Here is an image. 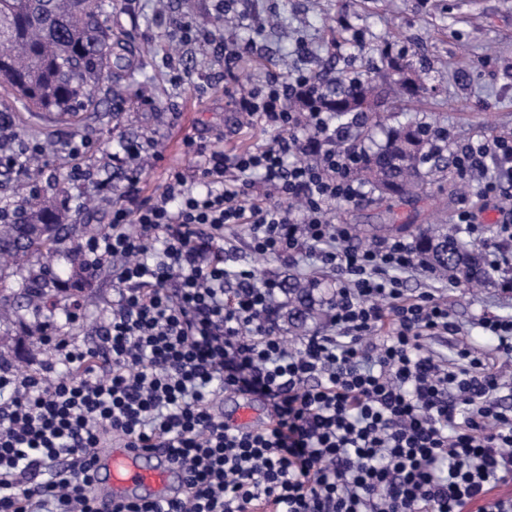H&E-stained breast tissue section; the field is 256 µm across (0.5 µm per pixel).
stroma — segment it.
Returning <instances> with one entry per match:
<instances>
[{
  "instance_id": "obj_1",
  "label": "stroma",
  "mask_w": 512,
  "mask_h": 512,
  "mask_svg": "<svg viewBox=\"0 0 512 512\" xmlns=\"http://www.w3.org/2000/svg\"><path fill=\"white\" fill-rule=\"evenodd\" d=\"M156 3L122 0L112 16V31L131 46L137 83L151 91L156 109L129 108L116 121L112 118L115 107L104 97L97 111L83 113L75 129L43 113L25 110L0 89V112L10 113L21 138L47 146L39 163L41 176L47 181L44 192L54 203L63 199L53 183L66 175L69 167L63 158L66 143L78 133L94 141L87 161L96 165L98 178L114 181L121 191L129 187V170L124 156L116 152L117 140L153 138L146 172L137 185L144 198L161 191L170 169L191 166V158L183 152L185 137L217 144L228 153L252 150L272 141L271 132L231 106L219 49L202 58L192 45L171 40L176 21L215 16V0H176L162 13L157 12ZM228 16L233 28L225 37L234 41L241 53L235 73L250 84H262L275 74L286 76L280 63L284 57L306 68L327 60L337 72L354 68L372 74L381 64L378 47L391 43L426 61L428 91L390 99L389 125L426 123L446 131L453 146L512 134V0H231ZM342 19L350 21L358 40L338 49L330 27ZM172 56L190 73L183 84H172L169 79L168 59ZM199 75L210 81L207 92H200L196 84ZM459 181L455 170H448L445 181L431 183L427 195L394 201L390 217L378 204L377 191L371 189L355 202L333 205L330 214L334 223L350 225L354 245L369 246L375 235L383 241H410L419 227L452 223L463 205L476 204L475 192L455 195ZM390 218L395 221L393 229L376 233V225ZM400 278L407 294L430 291L447 301L460 327L458 334L425 339L426 349L450 356L473 344L485 351L491 370L503 368L502 354L479 326L486 316L512 317V291H504L499 276L459 288L450 287L447 280L432 273L406 271ZM117 287L111 272H103L93 287L81 292L85 301L83 323H68L60 314L54 325L69 340L82 346L90 344L92 338L85 327L96 323ZM33 321L31 310H19L0 334V361L25 371L48 357V347L25 332Z\"/></svg>"
}]
</instances>
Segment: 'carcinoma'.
<instances>
[{
  "instance_id": "obj_1",
  "label": "carcinoma",
  "mask_w": 512,
  "mask_h": 512,
  "mask_svg": "<svg viewBox=\"0 0 512 512\" xmlns=\"http://www.w3.org/2000/svg\"><path fill=\"white\" fill-rule=\"evenodd\" d=\"M118 8V0H0V86L26 110L52 112L69 123L78 122L79 113L92 106L103 90L132 106L145 103L142 93L122 96V87L133 86L135 69L127 43L110 26ZM380 54L389 69L386 83L367 77L351 88L322 65L316 74L325 90V107L339 120L353 115L364 134L382 124L380 108L393 87L409 96L425 89L411 77L425 68L423 60L393 54L386 47ZM437 137L431 125L410 122L388 128L385 144L377 150H363L360 176L378 190L379 202L421 193L426 174L445 172L443 155L433 143ZM425 163L429 168L424 173ZM62 220L53 205L40 201L30 205L24 223L0 224V258L21 259L28 265L17 291L6 279L7 267H0V312L24 306L46 319L53 316V290L61 273L55 255L63 244ZM416 246L441 275L466 282L489 276L480 258L448 234L446 224L420 230ZM281 290L287 297L282 317L289 327L303 329L326 315L318 285L286 274Z\"/></svg>"
}]
</instances>
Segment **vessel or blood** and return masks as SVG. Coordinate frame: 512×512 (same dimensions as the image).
<instances>
[{
  "label": "vessel or blood",
  "mask_w": 512,
  "mask_h": 512,
  "mask_svg": "<svg viewBox=\"0 0 512 512\" xmlns=\"http://www.w3.org/2000/svg\"><path fill=\"white\" fill-rule=\"evenodd\" d=\"M99 504L107 512L112 502L170 500L180 469L160 451L116 448L103 457Z\"/></svg>",
  "instance_id": "vessel-or-blood-1"
}]
</instances>
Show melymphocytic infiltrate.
<instances>
[{
    "mask_svg": "<svg viewBox=\"0 0 512 512\" xmlns=\"http://www.w3.org/2000/svg\"><path fill=\"white\" fill-rule=\"evenodd\" d=\"M314 73L231 92L235 111L275 130L271 144L227 154L188 137L192 172L175 170L149 200L84 167L88 137L72 139L70 180L93 184L107 225L80 245L86 282L115 267L120 287L92 346L39 324L51 352L35 373L0 365V512H99V448L162 450L185 476L178 499L118 501L111 512H512L488 500L512 479V413L504 378L461 348L450 366L425 350L457 329L446 303L406 295L399 278L425 267L414 243L351 246L329 207L362 196L360 151L320 105ZM0 118V169L24 176L43 156ZM312 162H304V155ZM460 178L499 204L491 268H512V136L453 154ZM242 229L254 253L312 257L339 273L328 331L288 349L279 286L234 269L224 233ZM255 396L272 423L239 428L217 410L225 393Z\"/></svg>",
    "mask_w": 512,
    "mask_h": 512,
    "instance_id": "lymphocytic-infiltrate-1",
    "label": "lymphocytic infiltrate"
}]
</instances>
